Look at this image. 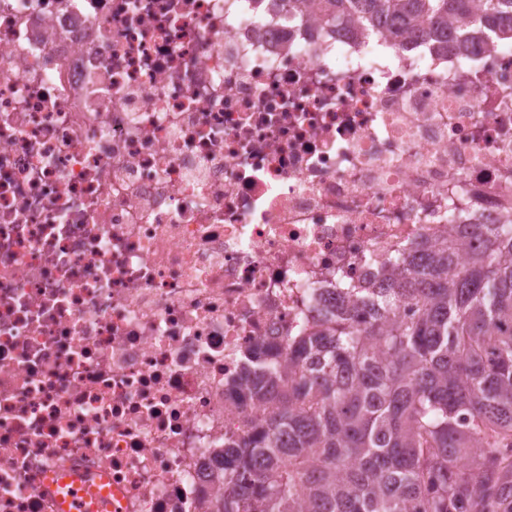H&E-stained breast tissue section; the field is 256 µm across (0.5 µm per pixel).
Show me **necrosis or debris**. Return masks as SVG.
Returning <instances> with one entry per match:
<instances>
[{
  "instance_id": "necrosis-or-debris-1",
  "label": "necrosis or debris",
  "mask_w": 512,
  "mask_h": 512,
  "mask_svg": "<svg viewBox=\"0 0 512 512\" xmlns=\"http://www.w3.org/2000/svg\"><path fill=\"white\" fill-rule=\"evenodd\" d=\"M512 217V48L286 0H0V512H208L229 388L337 277ZM78 485V493L65 498L61 502V508L65 512H112V490L104 489L98 491L96 486ZM93 500L89 506L88 503Z\"/></svg>"
}]
</instances>
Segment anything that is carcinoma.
<instances>
[{"label": "carcinoma", "mask_w": 512, "mask_h": 512, "mask_svg": "<svg viewBox=\"0 0 512 512\" xmlns=\"http://www.w3.org/2000/svg\"><path fill=\"white\" fill-rule=\"evenodd\" d=\"M288 0L437 44L471 20L512 45V0ZM467 250L461 263L458 254ZM237 388L269 405L214 454L212 512H512V222L421 241Z\"/></svg>", "instance_id": "1"}]
</instances>
